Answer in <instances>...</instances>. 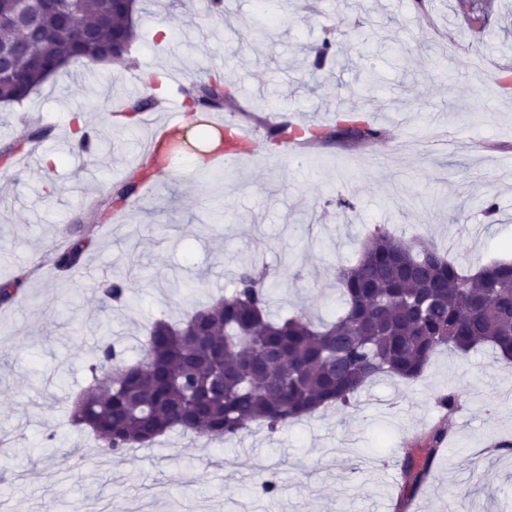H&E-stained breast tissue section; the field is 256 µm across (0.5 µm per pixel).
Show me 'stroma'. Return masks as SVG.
I'll use <instances>...</instances> for the list:
<instances>
[{
	"label": "stroma",
	"mask_w": 512,
	"mask_h": 512,
	"mask_svg": "<svg viewBox=\"0 0 512 512\" xmlns=\"http://www.w3.org/2000/svg\"><path fill=\"white\" fill-rule=\"evenodd\" d=\"M260 24L255 0H147L142 37L125 61L71 63L20 104L0 107V148L42 131L37 156L0 169V284L29 276L0 303V512H74L95 500L112 512H512V368L491 351H442L422 378L383 377L353 408L328 407L276 432L250 424L213 443L177 432L119 456L99 452L67 406L91 381L103 330L118 357L137 361L150 325L175 322L230 292L242 266L267 269L272 312L330 321L343 304L336 270L355 262L375 227L421 237L462 269L512 259V0H290ZM373 34L363 43L360 31ZM337 57L315 67L325 38ZM155 75L147 124L110 116L142 97ZM218 74L238 86L227 109L266 104L277 121L332 126L353 108L381 139L317 143L302 161L276 149L243 156L236 173L157 180L116 231L97 222L128 179L139 143L171 91ZM81 108L94 152L75 148L69 115ZM61 162L51 174L42 156ZM495 212H488V202ZM93 228L73 269L59 268L64 227ZM124 279L132 307L103 300ZM451 391L460 406L445 413ZM450 440L427 483L400 507L390 463L435 424ZM278 483L264 495L263 479Z\"/></svg>",
	"instance_id": "obj_1"
}]
</instances>
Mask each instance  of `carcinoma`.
I'll return each instance as SVG.
<instances>
[{"label": "carcinoma", "instance_id": "1", "mask_svg": "<svg viewBox=\"0 0 512 512\" xmlns=\"http://www.w3.org/2000/svg\"><path fill=\"white\" fill-rule=\"evenodd\" d=\"M133 13L112 10V0H77L70 24L43 15L28 27L0 21V49L27 42L52 59L78 61L97 54L118 30L129 42L140 37ZM22 80H0V102L20 103L47 81L45 71L27 59L16 61ZM235 90L220 75L181 94L210 111ZM346 126L320 127L309 141L334 137L369 141L382 131L358 116H343ZM25 132L0 151L9 160L15 151L42 137ZM136 184L115 191L109 206L129 204ZM67 246L58 265L75 266L91 245L79 225L66 227ZM338 282L344 312L328 323L305 316L276 318L270 311L273 286L262 273L241 272L235 291L198 310L209 315V333L194 335V316L177 324L153 323L143 347L149 370L139 362L112 366L106 389L88 388L70 409L71 421L90 429L109 455L125 452L171 431L197 439L224 440L250 423L274 431L295 420L350 399L382 376L417 380L431 356L442 349L466 355L488 346L498 362L512 365V261L497 260L464 273L417 236L407 242L377 227L363 242L356 262L343 267ZM448 430L438 425L422 442L419 458L405 449L403 492L412 497L428 479Z\"/></svg>", "mask_w": 512, "mask_h": 512}]
</instances>
